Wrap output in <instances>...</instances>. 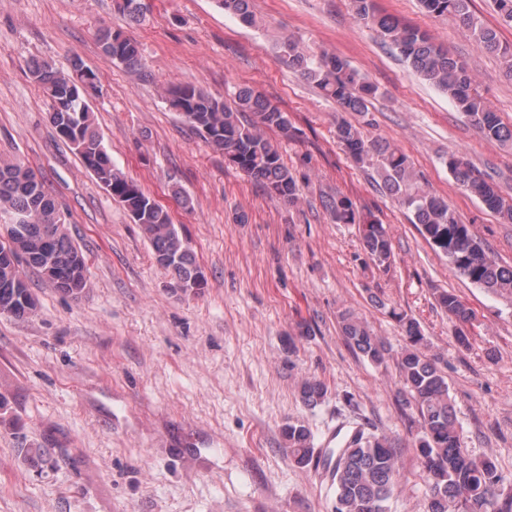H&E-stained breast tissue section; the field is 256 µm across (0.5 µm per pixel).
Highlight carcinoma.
<instances>
[{
  "label": "carcinoma",
  "mask_w": 512,
  "mask_h": 512,
  "mask_svg": "<svg viewBox=\"0 0 512 512\" xmlns=\"http://www.w3.org/2000/svg\"><path fill=\"white\" fill-rule=\"evenodd\" d=\"M250 26L257 24L251 0H217ZM424 10L437 17H455L469 29L480 48L501 57L512 77V44L500 40L496 29L484 24L470 9L471 0H420ZM355 17L373 28L383 44L397 51L401 60L424 81L448 94L459 112L481 135L500 144L512 143V127L491 111L474 87L470 68L448 52L427 32L377 12L374 0H350ZM115 8L139 22L145 18L141 0H114ZM102 52L128 72L144 67L138 42L121 31L105 29L99 36ZM276 60L315 84L322 94L344 112L363 115L378 87L364 81L347 62L334 53L309 54L288 38L277 44ZM84 67L73 59L69 72H61L45 60L31 61L29 72L48 104L47 119L53 130L67 128L62 140L70 145L84 167L139 224L149 238L155 263L169 276V288L207 280L186 238L172 224L168 211L112 164L95 127L86 96L74 83V72ZM169 107L196 129L214 149L236 165L264 191L289 204L298 201L296 183L284 165L277 146L266 131L286 138L296 129L288 115L248 86H239L232 103L193 86L168 89ZM336 140L358 165L371 167L379 187L396 196L410 212L421 235L462 278L485 291L512 301V266L491 258L469 227L460 222L448 203L427 190L408 157L399 150L370 139L349 121L336 124ZM448 171L461 189L481 200L506 223H512V197L507 198L462 155L451 152ZM324 211L334 224L360 226L361 245L379 267L390 266L391 242L383 222L370 210L364 212L351 198L328 194ZM59 205L37 173L23 160L0 161V216L20 221L22 231L11 241H0V316L24 317L36 308V299L24 268L36 271L58 291L77 298L86 287L83 253L59 223ZM438 306L448 314L460 345L468 344L465 329L475 313L456 294L442 291ZM406 338L396 359L399 382L418 413L421 431L414 448L426 476L429 492L426 512H509L512 501L502 499L504 477L489 457L477 458L460 435L448 380L437 359L425 353L428 342L420 324L394 310ZM342 336L350 348L373 364L386 360L387 349L353 312L340 313ZM303 401L315 406L326 395L316 380L300 386ZM283 433L288 452L299 464L309 465L313 454L324 457L330 472L334 512H390L389 501L400 485L397 448L384 435L358 432L336 451L314 448L313 434L298 422H288Z\"/></svg>",
  "instance_id": "obj_1"
}]
</instances>
